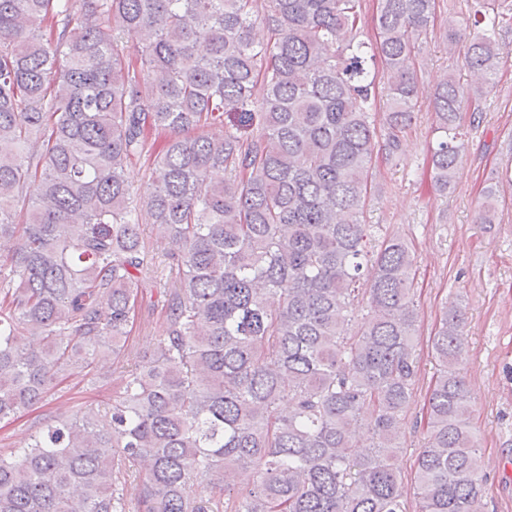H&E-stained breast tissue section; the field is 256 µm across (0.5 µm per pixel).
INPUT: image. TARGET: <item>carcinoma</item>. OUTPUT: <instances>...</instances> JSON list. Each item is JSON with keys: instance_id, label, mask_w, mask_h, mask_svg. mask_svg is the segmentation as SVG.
Wrapping results in <instances>:
<instances>
[{"instance_id": "obj_1", "label": "carcinoma", "mask_w": 512, "mask_h": 512, "mask_svg": "<svg viewBox=\"0 0 512 512\" xmlns=\"http://www.w3.org/2000/svg\"><path fill=\"white\" fill-rule=\"evenodd\" d=\"M363 3L0 0V240L16 241L0 259V421L101 355L131 366L104 405L0 452V512H407L410 495L416 512H487L460 308L428 339L411 484L394 466L419 380L416 258L400 233L372 245L364 210L377 84L394 151L418 95L408 34L437 0H377L371 43ZM471 29L477 80L434 97L443 194L512 53V0H464L448 53ZM141 161L138 194L126 168ZM505 185L508 171L487 181L480 223ZM165 276L166 331L140 357L137 304Z\"/></svg>"}]
</instances>
